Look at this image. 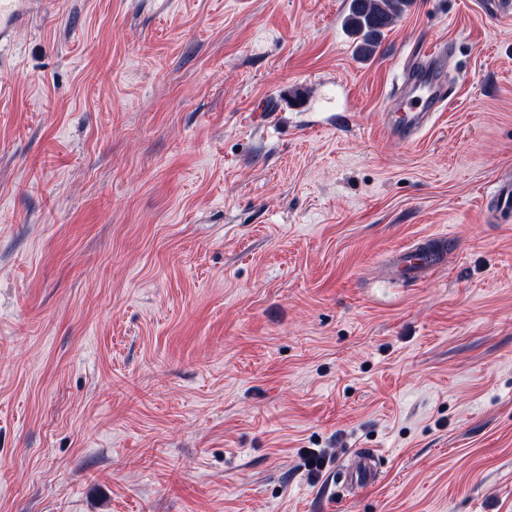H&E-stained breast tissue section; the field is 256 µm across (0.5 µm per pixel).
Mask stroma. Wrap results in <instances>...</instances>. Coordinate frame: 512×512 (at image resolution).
Segmentation results:
<instances>
[{"instance_id": "stroma-1", "label": "stroma", "mask_w": 512, "mask_h": 512, "mask_svg": "<svg viewBox=\"0 0 512 512\" xmlns=\"http://www.w3.org/2000/svg\"><path fill=\"white\" fill-rule=\"evenodd\" d=\"M348 4L48 0L0 49V512H512V17L413 0L362 60ZM448 45L435 42L424 50L413 47L409 53L412 69L405 82L402 106L409 112H387L386 131L403 144L415 141L428 127L436 112H443L450 93L445 79ZM439 259L440 254L434 251L426 252L418 246L404 247L391 255L389 275L393 279L403 280L423 278L441 266ZM379 475L378 457L372 451L358 454L348 465L331 470L324 477L323 485L326 493L336 498L346 489L358 488L366 482L376 481Z\"/></svg>"}]
</instances>
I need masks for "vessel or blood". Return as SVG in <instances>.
<instances>
[{
  "instance_id": "vessel-or-blood-1",
  "label": "vessel or blood",
  "mask_w": 512,
  "mask_h": 512,
  "mask_svg": "<svg viewBox=\"0 0 512 512\" xmlns=\"http://www.w3.org/2000/svg\"><path fill=\"white\" fill-rule=\"evenodd\" d=\"M42 5V0H0V45L10 44L17 30L34 19ZM447 51L444 42L411 49L412 68L404 77V109L387 115L386 130L399 142L415 141L435 114L445 111L450 96L445 79ZM439 265V253L404 247L391 255L388 271L392 278L413 280L431 274ZM379 475L376 453H361L349 464L331 470L323 485L336 497L344 490L376 481Z\"/></svg>"
}]
</instances>
